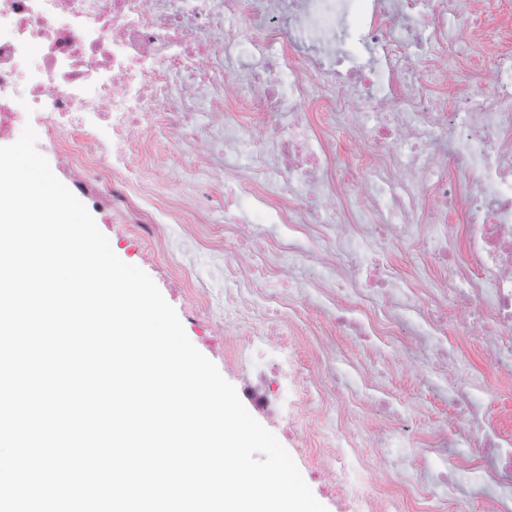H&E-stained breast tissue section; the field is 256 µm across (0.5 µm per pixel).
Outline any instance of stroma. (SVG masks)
Instances as JSON below:
<instances>
[{
    "label": "stroma",
    "mask_w": 512,
    "mask_h": 512,
    "mask_svg": "<svg viewBox=\"0 0 512 512\" xmlns=\"http://www.w3.org/2000/svg\"><path fill=\"white\" fill-rule=\"evenodd\" d=\"M468 9L476 13L481 34L473 44L469 55L459 60L463 72L460 82L453 85L433 87L434 95L454 100L460 97L484 93L480 79V69L492 58L493 52L512 54V0H464ZM94 219L100 231L108 238L113 252L124 262L138 266L156 283L164 298L171 304L190 341L211 360L223 377L235 386L242 388L246 369L230 370L225 357L226 336L207 329L208 314L193 298L197 289H207L213 293L224 290V277L207 260H200L196 266L194 286L182 288L162 268L151 259L158 243L138 235L137 231L126 230L120 218L105 221L102 214ZM388 260L401 280L411 287H419L424 281H438L451 285L452 276L448 268L435 265L421 258L417 248L406 240L395 241L389 248ZM296 304L307 326L321 340L329 342L336 349L338 357L350 363L353 374L373 379L394 399L413 405L409 422L416 432L412 447L394 449L386 461L387 476H396L399 459H414L429 450L433 430L439 425H454L463 429L464 422L454 419L448 404L434 390L426 378L427 362L431 351H424L422 360L403 363L397 360L383 363L367 355L356 346L352 337L339 334L331 321L318 307L314 298H298ZM448 341L455 348L458 359L467 362L473 371L482 373L486 380L483 412L497 420L504 433L512 435V378L498 377L484 361L482 350L476 337L454 333Z\"/></svg>",
    "instance_id": "35a3bbf8"
}]
</instances>
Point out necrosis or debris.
<instances>
[{"instance_id":"1","label":"necrosis or debris","mask_w":512,"mask_h":512,"mask_svg":"<svg viewBox=\"0 0 512 512\" xmlns=\"http://www.w3.org/2000/svg\"><path fill=\"white\" fill-rule=\"evenodd\" d=\"M452 29L463 51L479 36L462 0H0V139L41 131L86 203L160 239L180 277L208 250L224 272L223 294L207 302L234 337L229 364L274 354L255 400L274 418H308L317 467L358 512H434L459 487L486 512H512V437L478 422L482 391L448 349L447 316L477 308L460 330L512 376V58L496 57L484 94L441 102L430 88L456 77ZM242 104L259 108V124L241 119ZM315 104L370 156L369 178L338 168L308 118ZM177 146L178 192L144 209ZM141 148L148 161L136 169ZM213 183L224 187L228 246L202 233ZM425 194L434 207L420 248L455 276L428 289L415 323L393 313L415 291L382 254L410 236ZM452 214L461 234L448 230ZM314 286L362 346L409 360L433 346L454 408L479 425L465 472L440 470L428 485L424 459L390 490L371 485L404 415L364 378L338 374L328 346L322 369L302 377L288 343L312 332L286 304ZM370 408L388 418L373 432L354 420ZM348 455L356 471L341 467Z\"/></svg>"}]
</instances>
